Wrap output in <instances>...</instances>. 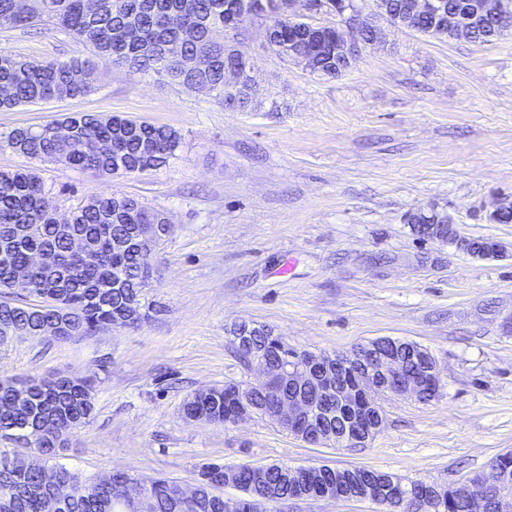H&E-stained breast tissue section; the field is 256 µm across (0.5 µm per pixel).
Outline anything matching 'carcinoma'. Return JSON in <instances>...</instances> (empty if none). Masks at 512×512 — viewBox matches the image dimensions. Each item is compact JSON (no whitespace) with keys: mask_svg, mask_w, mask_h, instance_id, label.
Segmentation results:
<instances>
[{"mask_svg":"<svg viewBox=\"0 0 512 512\" xmlns=\"http://www.w3.org/2000/svg\"><path fill=\"white\" fill-rule=\"evenodd\" d=\"M225 0H193L184 10V0H30L27 9L18 0H0V28L33 27L55 24L85 46L93 48L104 64H121L139 72L166 74L178 85L205 90L224 102V41L214 38L224 28ZM271 8L266 17L272 22L275 42L288 44V35L299 43L307 41V28L298 20L281 17L277 0H267ZM198 60L187 67L184 61ZM316 74L336 77L350 68L336 67V58L325 55L317 60ZM97 67L88 60L69 58L59 61L22 59L0 49V108H12L51 99L74 97L90 92L97 80ZM74 130L71 139L60 137L57 128ZM7 143L16 153L35 160L63 161L70 167L94 175H123L166 166L180 146L181 137L167 126L120 116L74 114L39 127H19L11 131ZM54 197L45 190L33 170L0 173V234L20 224H33L30 234L13 245L14 265L27 264L34 249H49L51 266L33 272L34 292L25 297L13 295L10 274L0 270V330L5 326H34L56 320L59 312H70V319L59 328L55 341L90 336L100 324L117 317L135 325L145 319L143 311L132 317L130 301L137 294L141 262L137 255L112 253V235L125 234L136 224L166 223L167 216L125 195L89 200L71 210L72 232L95 243L97 254L85 263L78 281L67 278L73 257L69 242L56 228ZM124 272L129 287H112V269ZM233 335L246 336L250 347L266 364V371L292 363L300 349L263 326L240 323ZM367 355L377 357L398 353L406 357L405 378L420 391L429 389L431 353L421 345L393 338H378L359 346ZM26 378L0 379V407L16 399ZM97 373L92 372L75 383L62 379L47 382L23 400V409L13 413L0 411V438L9 439L24 430L31 417H41L47 435L38 451L53 458L61 447L60 435L74 433L86 425L93 411ZM281 397H300L320 406L328 404L314 387L296 386L284 380L279 384ZM257 415L274 421V402L264 389L250 390L240 383L213 386L200 396L191 394L183 404L186 417L205 423L229 425L240 410L242 395ZM293 467L286 464L264 466V481L257 483L248 464L234 466L232 486L240 489L241 512H260L266 496L288 498L306 493L304 485L292 479ZM489 481L488 495L475 507L460 487L440 489L441 501L435 512H494L493 490L512 486V454L493 459L479 472ZM130 478L127 471L111 475L110 483L83 480L64 467H55V481L70 488L65 504L55 499L42 474L24 461L23 455L0 451V512H114V493ZM385 485L384 494L399 503L426 488L418 481L404 483L396 475ZM220 477L199 480L194 498L183 499L178 483L166 477L144 478L145 502L142 512H224V496L213 486Z\"/></svg>","mask_w":512,"mask_h":512,"instance_id":"carcinoma-1","label":"carcinoma"}]
</instances>
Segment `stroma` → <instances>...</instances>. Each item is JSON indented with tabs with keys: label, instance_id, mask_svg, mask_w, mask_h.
<instances>
[{
	"label": "stroma",
	"instance_id": "obj_1",
	"mask_svg": "<svg viewBox=\"0 0 512 512\" xmlns=\"http://www.w3.org/2000/svg\"><path fill=\"white\" fill-rule=\"evenodd\" d=\"M264 27L254 21L244 43L257 110L109 65L89 94L0 110V172L35 169L64 211L126 195L173 225L145 291L149 319L68 341L9 340L0 378L97 372L92 419L58 459L85 479L127 470L190 487L220 462L463 483L512 452V223L488 218L512 195V34L482 45L392 26L329 78L279 56ZM0 48L42 61L91 55L51 25L0 29ZM73 113L165 125L181 144L163 168L103 177L28 160L6 142ZM419 208L503 254L419 239L406 221ZM241 322L313 352L413 341L437 359L442 388L427 403L382 397L384 426L364 448L312 445L258 417L187 421L189 394L256 382L230 343Z\"/></svg>",
	"mask_w": 512,
	"mask_h": 512
}]
</instances>
